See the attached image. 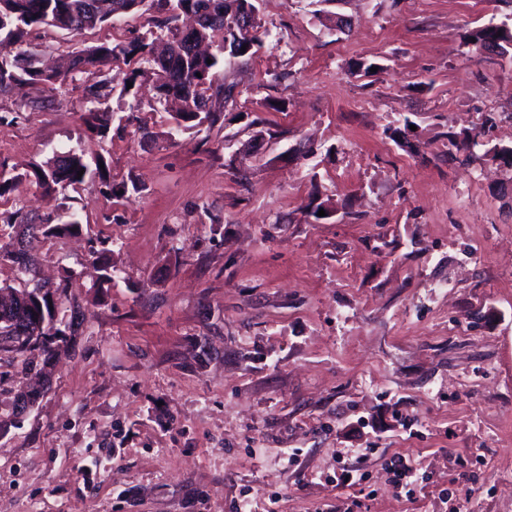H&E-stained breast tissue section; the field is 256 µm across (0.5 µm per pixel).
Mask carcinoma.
<instances>
[{"label": "carcinoma", "instance_id": "carcinoma-1", "mask_svg": "<svg viewBox=\"0 0 512 512\" xmlns=\"http://www.w3.org/2000/svg\"><path fill=\"white\" fill-rule=\"evenodd\" d=\"M238 0H0V94L20 93L26 87L43 85L53 88L76 74H95L97 79L84 87L85 102L91 105L82 114L88 130L103 137L108 119L100 112V105L109 95L112 78L103 68L119 59L139 57L151 66L157 76L155 86L159 98L172 99L179 104L173 119L176 127H196L207 121L214 123L222 112L236 104V85L224 75V61L214 54L206 55L212 63L199 61L197 48L203 43L219 42V50L244 61L250 59L252 48L259 42L257 33L264 27L259 14L258 0H252V23L244 27L237 16ZM157 10L155 30L128 44L89 46L74 53L66 73L43 69L37 62V53L27 43L30 29L49 26L70 33H80L121 20L128 14ZM197 17L199 29L186 34L177 22L181 15ZM471 37L478 49L494 45L503 55L512 53V29L502 22H490L475 30ZM250 48L241 52L242 46ZM479 145L474 136L460 137L448 133V154L464 152L473 155ZM82 176H77L78 171ZM93 175V170L82 155L70 151L56 155L34 170L41 188L55 191L59 187L81 184ZM82 231L77 214L66 211L55 224H35L28 213L19 208L0 218V263L9 261L16 246V237L24 238L38 233L45 237L75 235ZM73 275L67 271L55 285L54 293L60 305V314L71 312L68 328L83 321L80 308L71 304L70 288ZM31 275L25 266L17 267L16 284L1 283L0 290L24 293ZM10 317L26 330L25 339L35 335L42 338L41 355L49 358L51 347L67 343L65 330L55 323L49 301L42 297L10 312ZM8 363L16 369L19 382L40 376L42 366L35 363L22 348Z\"/></svg>", "mask_w": 512, "mask_h": 512}]
</instances>
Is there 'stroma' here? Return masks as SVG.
I'll list each match as a JSON object with an SVG mask.
<instances>
[{
	"label": "stroma",
	"instance_id": "obj_1",
	"mask_svg": "<svg viewBox=\"0 0 512 512\" xmlns=\"http://www.w3.org/2000/svg\"><path fill=\"white\" fill-rule=\"evenodd\" d=\"M259 8L216 123L174 132L151 77L118 96L120 61L104 138L85 75L0 95V213L79 211L80 234L27 249L85 314L0 432V512H512V170L486 155L512 147V58L469 41L512 27V0H341L337 30L310 0ZM153 17L28 41L63 61ZM69 150L104 179L44 193L33 166Z\"/></svg>",
	"mask_w": 512,
	"mask_h": 512
}]
</instances>
